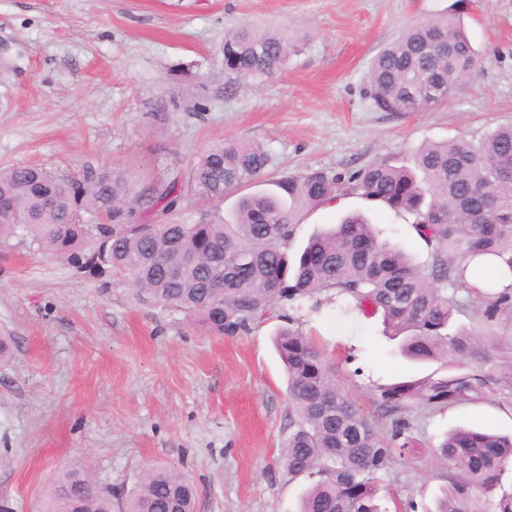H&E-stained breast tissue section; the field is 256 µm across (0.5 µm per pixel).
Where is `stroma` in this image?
<instances>
[{"instance_id": "obj_1", "label": "stroma", "mask_w": 512, "mask_h": 512, "mask_svg": "<svg viewBox=\"0 0 512 512\" xmlns=\"http://www.w3.org/2000/svg\"><path fill=\"white\" fill-rule=\"evenodd\" d=\"M459 13L483 57L427 112H377L368 67L409 24ZM245 28L301 41L266 79H234L221 63L226 32ZM512 123V0H0V169L60 173L117 167L148 187L187 169L217 139L269 154L243 194L308 169L344 173L387 153L454 137L476 141ZM359 211L418 260L411 218L355 196L308 213L301 237ZM283 315L336 356L337 378L367 415L378 389L441 374L440 363L396 356L380 317L344 311L334 292ZM278 320L217 336L134 298L128 281L87 278L66 261L0 244V512H44L63 468L91 465L96 481L129 490L145 466L185 473L195 512H297L307 478L280 461L288 436L286 375L272 337ZM412 439L380 471L410 512H434L447 471L434 448L458 427L512 433V386L482 400L409 415Z\"/></svg>"}]
</instances>
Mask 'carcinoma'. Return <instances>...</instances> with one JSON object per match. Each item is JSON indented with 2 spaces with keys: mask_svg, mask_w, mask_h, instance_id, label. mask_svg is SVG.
<instances>
[{
  "mask_svg": "<svg viewBox=\"0 0 512 512\" xmlns=\"http://www.w3.org/2000/svg\"><path fill=\"white\" fill-rule=\"evenodd\" d=\"M298 45L246 30L224 36V69L238 77H271ZM482 56L461 22L448 16L408 25L373 58L365 96L377 112H427L453 87L476 75ZM268 152L245 140H219L181 173L153 181L133 196L119 168L86 167L62 175L45 167L0 170V243L20 236L67 260L90 278L124 277L139 296L199 316L213 333L279 317L280 305L332 291L348 310L382 319L396 352L417 363L439 361L446 374L379 388L377 411L391 440L410 431L414 407L434 411L476 402L496 385H512V359L496 344L453 327L470 289L494 318L512 310V287L494 291L465 279L479 257L500 259L512 275V125L474 143L430 142L403 162L387 155L342 176L322 169L281 176L274 189L239 198L224 222V196L260 177ZM355 195L407 213L427 259L382 237L359 214L298 245L304 213ZM188 197L212 205L187 224L172 218ZM288 376V439L281 461L293 478L316 475L298 512H388L376 474L395 452L380 440L336 379V361L298 327L275 332ZM448 471L436 512H512V493L496 496L512 464V437L458 429L437 446ZM49 512H112V494L90 470L60 474ZM124 512H195V487L182 473L150 467L128 492Z\"/></svg>",
  "mask_w": 512,
  "mask_h": 512,
  "instance_id": "cac0c4a2",
  "label": "carcinoma"
}]
</instances>
